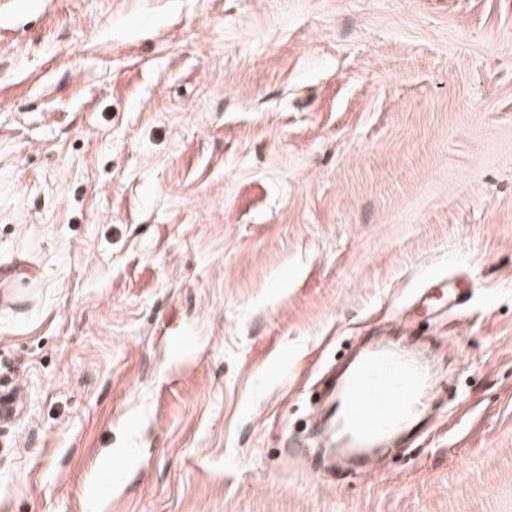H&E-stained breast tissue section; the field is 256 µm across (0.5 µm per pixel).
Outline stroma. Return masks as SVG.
Instances as JSON below:
<instances>
[{
	"instance_id": "stroma-1",
	"label": "stroma",
	"mask_w": 512,
	"mask_h": 512,
	"mask_svg": "<svg viewBox=\"0 0 512 512\" xmlns=\"http://www.w3.org/2000/svg\"><path fill=\"white\" fill-rule=\"evenodd\" d=\"M463 282L454 307L431 275ZM371 333L449 407L301 443ZM0 512H512V0H0ZM140 455L136 448H121L114 452L112 466L102 464L98 471L94 488L100 498H107L112 494L122 481L125 480L136 466Z\"/></svg>"
}]
</instances>
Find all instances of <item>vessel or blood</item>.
I'll list each match as a JSON object with an SVG mask.
<instances>
[{"instance_id":"1","label":"vessel or blood","mask_w":512,"mask_h":512,"mask_svg":"<svg viewBox=\"0 0 512 512\" xmlns=\"http://www.w3.org/2000/svg\"><path fill=\"white\" fill-rule=\"evenodd\" d=\"M434 377L425 364L393 340L369 345L327 387L323 420L333 439L331 467L358 461L362 472L379 462V445L418 430L430 407ZM137 449L115 451L113 465L100 466L94 488L109 497L138 464Z\"/></svg>"}]
</instances>
